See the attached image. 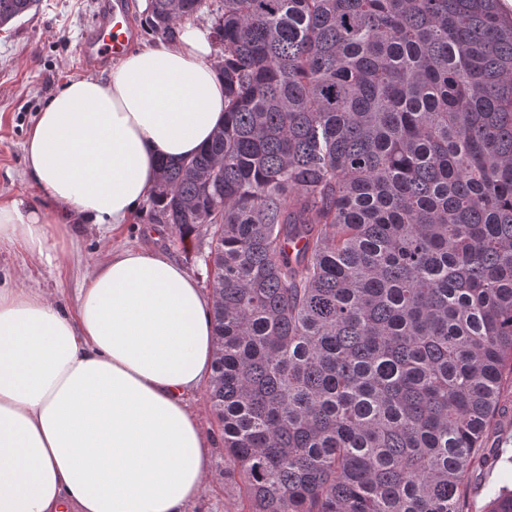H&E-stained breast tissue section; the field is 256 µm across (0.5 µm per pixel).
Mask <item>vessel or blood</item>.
<instances>
[{
  "instance_id": "b4317fda",
  "label": "vessel or blood",
  "mask_w": 512,
  "mask_h": 512,
  "mask_svg": "<svg viewBox=\"0 0 512 512\" xmlns=\"http://www.w3.org/2000/svg\"><path fill=\"white\" fill-rule=\"evenodd\" d=\"M130 38L125 0H105L92 29L82 42V56L87 68H97L118 58Z\"/></svg>"
}]
</instances>
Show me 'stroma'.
Listing matches in <instances>:
<instances>
[{"instance_id": "stroma-1", "label": "stroma", "mask_w": 512, "mask_h": 512, "mask_svg": "<svg viewBox=\"0 0 512 512\" xmlns=\"http://www.w3.org/2000/svg\"><path fill=\"white\" fill-rule=\"evenodd\" d=\"M99 5L100 0H39L31 11L0 27V200L32 194L23 152L26 135L53 93L66 80L86 75L79 46ZM210 233V226L202 225L188 240H180L172 225L156 223L144 209L133 223L107 235L95 224L70 225L68 256L57 267L32 261L18 245L1 249L0 274H14L16 287L56 296L69 307L95 265L121 249L146 248L181 262L205 289L209 281L203 256ZM190 405L213 439V459L207 488L189 512H240L239 485L224 476V428L212 411L208 388L194 393ZM485 445L502 460L464 485V512H484L495 490L512 482V395L503 398L500 420L490 428Z\"/></svg>"}]
</instances>
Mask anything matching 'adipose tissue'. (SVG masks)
I'll list each match as a JSON object with an SVG mask.
<instances>
[{"instance_id":"adipose-tissue-1","label":"adipose tissue","mask_w":512,"mask_h":512,"mask_svg":"<svg viewBox=\"0 0 512 512\" xmlns=\"http://www.w3.org/2000/svg\"><path fill=\"white\" fill-rule=\"evenodd\" d=\"M223 123L203 25L68 81L24 143L43 202L0 201V249L58 264L74 221L132 223L158 159L192 157ZM210 311L186 267L138 248L87 274L70 311L0 283V512H186L212 461L188 403L213 375Z\"/></svg>"}]
</instances>
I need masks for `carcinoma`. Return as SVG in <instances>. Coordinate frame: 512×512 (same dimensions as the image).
Instances as JSON below:
<instances>
[{
  "label": "carcinoma",
  "mask_w": 512,
  "mask_h": 512,
  "mask_svg": "<svg viewBox=\"0 0 512 512\" xmlns=\"http://www.w3.org/2000/svg\"><path fill=\"white\" fill-rule=\"evenodd\" d=\"M34 2L0 0V26ZM206 8L224 125L158 163L151 204L182 240L214 228L210 401L245 512H463L512 390V21L501 0H149V29Z\"/></svg>",
  "instance_id": "carcinoma-1"
}]
</instances>
